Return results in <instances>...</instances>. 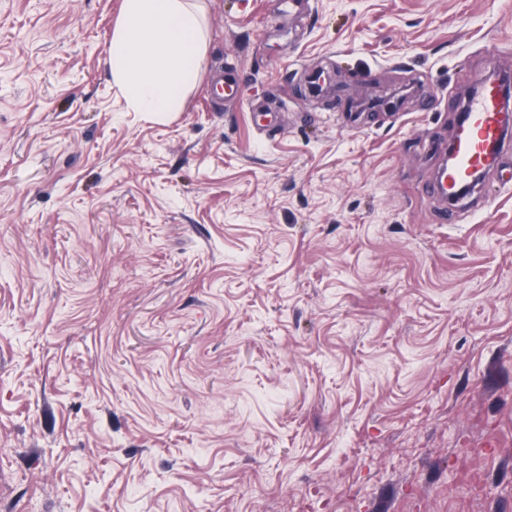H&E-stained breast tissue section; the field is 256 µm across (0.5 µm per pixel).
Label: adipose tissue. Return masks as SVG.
I'll list each match as a JSON object with an SVG mask.
<instances>
[{"label": "adipose tissue", "instance_id": "ef3b65f1", "mask_svg": "<svg viewBox=\"0 0 512 512\" xmlns=\"http://www.w3.org/2000/svg\"><path fill=\"white\" fill-rule=\"evenodd\" d=\"M204 56L198 11L188 0H123L109 64L114 82L136 110L181 111Z\"/></svg>", "mask_w": 512, "mask_h": 512}]
</instances>
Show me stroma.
<instances>
[{
	"label": "stroma",
	"mask_w": 512,
	"mask_h": 512,
	"mask_svg": "<svg viewBox=\"0 0 512 512\" xmlns=\"http://www.w3.org/2000/svg\"><path fill=\"white\" fill-rule=\"evenodd\" d=\"M192 2L158 115L0 0V512H512V137L433 191L512 0Z\"/></svg>",
	"instance_id": "35a3bbf8"
}]
</instances>
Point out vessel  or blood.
I'll return each mask as SVG.
<instances>
[{"label": "vessel or blood", "mask_w": 512, "mask_h": 512, "mask_svg": "<svg viewBox=\"0 0 512 512\" xmlns=\"http://www.w3.org/2000/svg\"><path fill=\"white\" fill-rule=\"evenodd\" d=\"M500 107L496 87L486 85L469 107L468 122L457 130L456 161L440 175V185L464 181L473 169L483 166L491 149L501 148L504 135Z\"/></svg>", "instance_id": "b4317fda"}]
</instances>
